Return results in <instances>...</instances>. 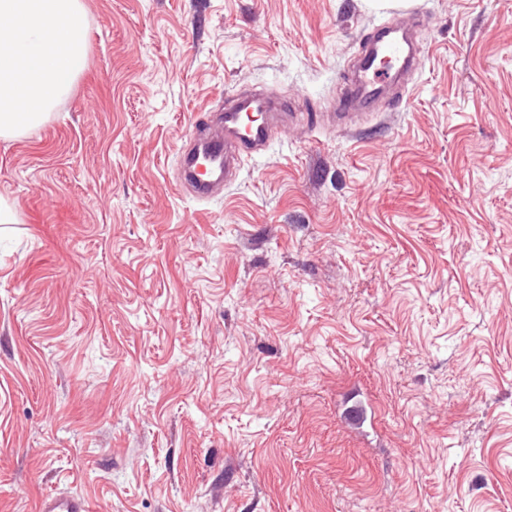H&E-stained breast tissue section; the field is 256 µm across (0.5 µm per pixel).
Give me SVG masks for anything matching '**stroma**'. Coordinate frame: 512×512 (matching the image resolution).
Returning a JSON list of instances; mask_svg holds the SVG:
<instances>
[{"instance_id": "stroma-1", "label": "stroma", "mask_w": 512, "mask_h": 512, "mask_svg": "<svg viewBox=\"0 0 512 512\" xmlns=\"http://www.w3.org/2000/svg\"><path fill=\"white\" fill-rule=\"evenodd\" d=\"M83 2L0 139V512H512V0ZM413 8L401 104L180 188L193 119L328 111ZM90 508L85 499L80 496L46 495L41 498L39 512H89Z\"/></svg>"}]
</instances>
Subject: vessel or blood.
<instances>
[{
  "label": "vessel or blood",
  "mask_w": 512,
  "mask_h": 512,
  "mask_svg": "<svg viewBox=\"0 0 512 512\" xmlns=\"http://www.w3.org/2000/svg\"><path fill=\"white\" fill-rule=\"evenodd\" d=\"M420 17L415 9L397 14L368 39L352 73L343 77L339 122H347L351 109L374 110L390 84L407 86L420 67L410 40ZM304 123L303 113L265 93L225 102L222 112L190 130L181 154V182L196 199L210 200L235 178L244 161L265 150L278 127ZM39 512H90V508L77 495H47L40 500Z\"/></svg>",
  "instance_id": "obj_1"
}]
</instances>
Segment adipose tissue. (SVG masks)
<instances>
[{
  "instance_id": "1",
  "label": "adipose tissue",
  "mask_w": 512,
  "mask_h": 512,
  "mask_svg": "<svg viewBox=\"0 0 512 512\" xmlns=\"http://www.w3.org/2000/svg\"><path fill=\"white\" fill-rule=\"evenodd\" d=\"M83 0H0V138L41 123L87 68Z\"/></svg>"
}]
</instances>
